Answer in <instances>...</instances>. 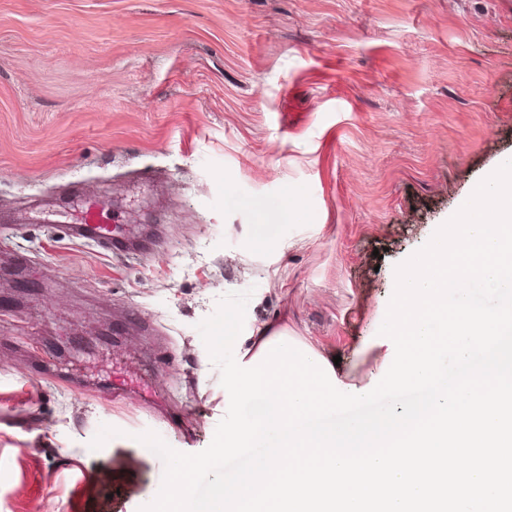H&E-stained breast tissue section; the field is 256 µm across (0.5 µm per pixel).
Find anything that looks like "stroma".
<instances>
[{
	"label": "stroma",
	"mask_w": 512,
	"mask_h": 512,
	"mask_svg": "<svg viewBox=\"0 0 512 512\" xmlns=\"http://www.w3.org/2000/svg\"><path fill=\"white\" fill-rule=\"evenodd\" d=\"M509 159L512 0H0V512L151 503L226 293L235 351L379 376L396 266ZM92 202L122 248L63 232Z\"/></svg>",
	"instance_id": "obj_1"
}]
</instances>
